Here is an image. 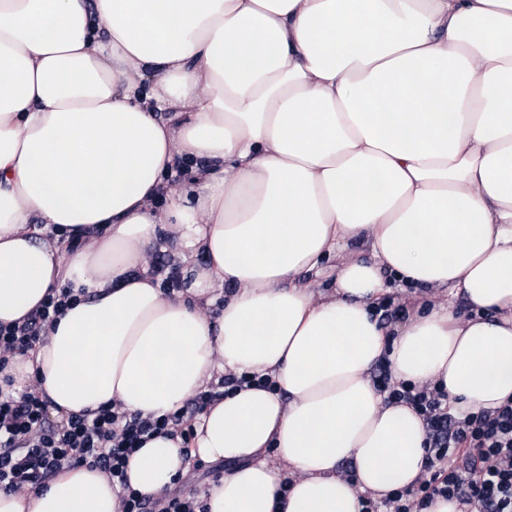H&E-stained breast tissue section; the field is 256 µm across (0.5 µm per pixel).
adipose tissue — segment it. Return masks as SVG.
Segmentation results:
<instances>
[{
  "label": "adipose tissue",
  "instance_id": "1",
  "mask_svg": "<svg viewBox=\"0 0 512 512\" xmlns=\"http://www.w3.org/2000/svg\"><path fill=\"white\" fill-rule=\"evenodd\" d=\"M359 238L372 262L346 256ZM168 239L205 258L172 297L146 257ZM331 257L319 298L298 278ZM386 272L478 314L380 327ZM64 288L79 301L0 371L53 416L171 414L227 373L280 387L224 397L190 446L147 441L127 467L144 496L193 457L236 463L207 512H360L358 489L413 484L425 427L383 404L380 359L460 412L512 398V0H0V325ZM119 492L78 466L0 512H120Z\"/></svg>",
  "mask_w": 512,
  "mask_h": 512
}]
</instances>
